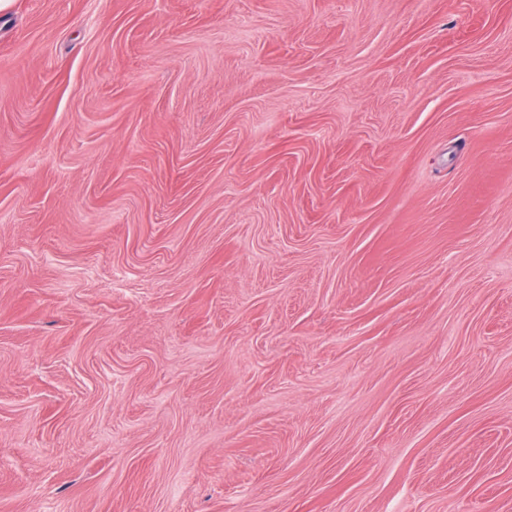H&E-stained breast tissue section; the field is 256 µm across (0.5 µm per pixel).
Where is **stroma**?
I'll list each match as a JSON object with an SVG mask.
<instances>
[{"label":"stroma","instance_id":"35a3bbf8","mask_svg":"<svg viewBox=\"0 0 512 512\" xmlns=\"http://www.w3.org/2000/svg\"><path fill=\"white\" fill-rule=\"evenodd\" d=\"M0 512H512V0H12Z\"/></svg>","mask_w":512,"mask_h":512}]
</instances>
